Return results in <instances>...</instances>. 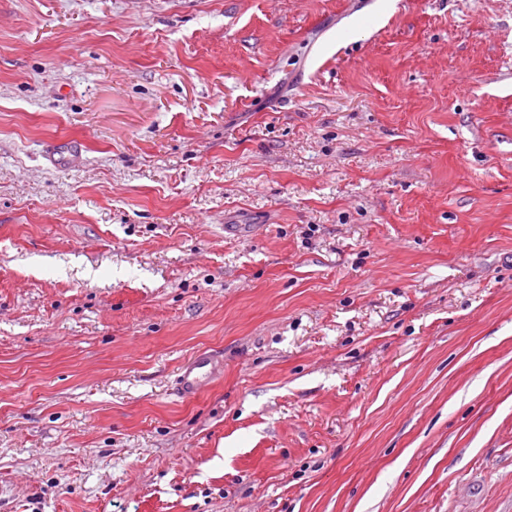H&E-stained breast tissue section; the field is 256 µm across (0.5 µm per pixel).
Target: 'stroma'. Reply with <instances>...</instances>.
<instances>
[{"instance_id": "1", "label": "stroma", "mask_w": 512, "mask_h": 512, "mask_svg": "<svg viewBox=\"0 0 512 512\" xmlns=\"http://www.w3.org/2000/svg\"><path fill=\"white\" fill-rule=\"evenodd\" d=\"M0 512H512V0H0ZM213 364V358L206 353H200L193 357L180 371L178 385L184 395L195 394L200 382L209 373Z\"/></svg>"}]
</instances>
